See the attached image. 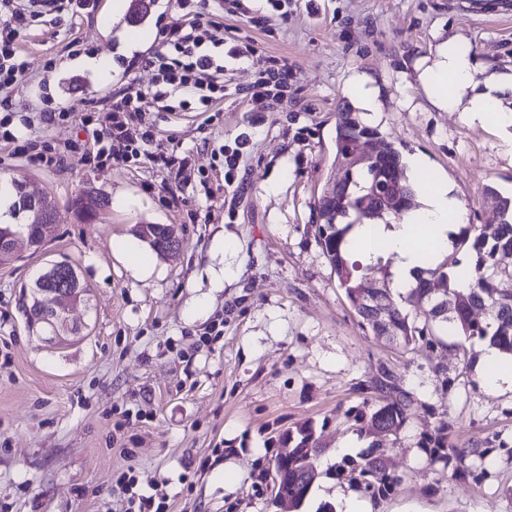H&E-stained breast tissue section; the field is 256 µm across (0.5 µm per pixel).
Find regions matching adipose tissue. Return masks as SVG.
<instances>
[{
    "instance_id": "obj_1",
    "label": "adipose tissue",
    "mask_w": 512,
    "mask_h": 512,
    "mask_svg": "<svg viewBox=\"0 0 512 512\" xmlns=\"http://www.w3.org/2000/svg\"><path fill=\"white\" fill-rule=\"evenodd\" d=\"M475 67L469 53L455 43H443L437 60L420 73L436 107L463 106L472 119L482 123L512 126V109L500 104L497 84H487L484 92L466 96ZM465 222V210L446 181L428 174L423 208L405 214L394 224H358L348 236L349 248L364 260H372L377 246L393 256L395 287H413L418 269L437 264L448 251L451 234Z\"/></svg>"
}]
</instances>
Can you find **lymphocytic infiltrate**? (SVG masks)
<instances>
[{"label":"lymphocytic infiltrate","instance_id":"1","mask_svg":"<svg viewBox=\"0 0 512 512\" xmlns=\"http://www.w3.org/2000/svg\"><path fill=\"white\" fill-rule=\"evenodd\" d=\"M47 4L48 0H0V16L5 19L0 26V93H11L29 69L14 43L17 29ZM252 51L250 43L217 38L214 24L203 21L200 12L180 15L166 27L160 49L145 61L154 73L152 88L127 92L108 108L104 129L93 131L91 140L84 143L65 138L64 149H92L97 157L113 162L142 160L169 166L167 152L157 144L144 118L146 111H171L175 100L183 106L193 100L211 104L215 93L224 88L228 64L242 61Z\"/></svg>","mask_w":512,"mask_h":512}]
</instances>
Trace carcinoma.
<instances>
[{
  "instance_id": "obj_1",
  "label": "carcinoma",
  "mask_w": 512,
  "mask_h": 512,
  "mask_svg": "<svg viewBox=\"0 0 512 512\" xmlns=\"http://www.w3.org/2000/svg\"><path fill=\"white\" fill-rule=\"evenodd\" d=\"M374 132L376 129L364 124L357 113H336V152L344 149L345 134ZM387 149L395 167L399 169L407 194V202L396 213L369 217L356 207L357 199L374 179V171L370 168L344 171L334 169L335 177L343 179L344 187L335 201L319 202V242L352 308L361 323L375 333L377 324L369 319L366 305L377 295L386 297L390 307L384 311L382 318L394 327L397 342L405 348L420 342L431 346L435 343L437 332L450 329L462 338L459 343L462 349L466 341L487 339L491 346L512 358V293H502L496 287L499 264L503 261L512 262V197L502 194L495 187L486 186L483 199L494 209L505 213L506 217L496 224H468L461 228L455 242L456 249H464L472 256L473 282L470 288H455L448 270L457 267L460 260L456 253L448 254L437 266L420 271L417 286L410 289L409 295L425 299L426 306L411 320L393 297L389 264L384 257L380 256L374 262L381 277L371 280L358 275V264L350 261L346 252L349 228L354 224H386L387 217H399L413 208L415 187L408 175L402 153L391 143L387 144ZM25 186L23 178L13 177L7 182L5 190L14 197L11 214L17 223H1L0 229L27 235L37 232L38 214L26 208ZM109 205L110 198L101 191L88 192L71 201V208L78 218L87 223L94 221L98 213ZM170 231L172 227L165 224H143L140 226L139 237L157 252L166 243ZM434 278L446 285L444 297L448 309L445 311L437 310L435 300L428 297L431 289L427 288V284ZM478 312L485 313L486 318L476 319ZM386 401L387 404L369 414L360 413V421L364 423L367 434H374L382 422L388 433H395L410 418L414 400L409 393L391 386ZM447 430L448 427L443 425L435 433L425 435L421 440L422 447L459 465L473 455H483L479 448H466L452 443L446 434ZM322 452L321 443L313 432L303 428L298 430L296 444L292 454L288 455V461L277 466L279 485L288 487V494L292 496L296 508L301 505L316 480L313 459ZM387 453L388 449L382 443L373 440L361 462L351 468L353 480L363 483L365 489L375 495H386L394 485V478L387 465Z\"/></svg>"
}]
</instances>
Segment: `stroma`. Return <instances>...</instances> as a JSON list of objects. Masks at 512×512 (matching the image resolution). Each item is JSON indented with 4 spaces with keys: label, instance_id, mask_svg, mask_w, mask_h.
<instances>
[{
    "label": "stroma",
    "instance_id": "35a3bbf8",
    "mask_svg": "<svg viewBox=\"0 0 512 512\" xmlns=\"http://www.w3.org/2000/svg\"><path fill=\"white\" fill-rule=\"evenodd\" d=\"M112 2L80 17L62 6L19 29L31 69L11 111L63 113L66 133L80 136L103 124L104 100L150 86L143 60L180 0H154L141 23ZM200 10L254 52L225 73L210 107L149 113L174 166L102 167L78 149L46 167L0 140V177L24 176L59 213L40 251L0 265V512H115L112 488L128 470L166 512H281L272 472L302 427L324 452L297 512H341L344 495L374 512H512V383L487 386L485 341L451 334L443 346L406 349L374 335L317 236L336 114L353 106L355 77L378 104L371 126L446 178L468 223L490 220L484 185L512 193V129L435 107L419 74L448 40L473 57L476 82L511 81L512 0H318L313 11L292 0L262 29L218 0ZM100 59L111 60L108 74ZM283 61L288 97L261 109L246 89ZM242 133L249 149L228 184L216 150ZM90 186L111 205L86 224L67 205ZM141 224L171 225L182 247L136 275L126 256L142 245ZM62 260L90 301L70 314L81 336L51 346L27 327L22 293ZM387 377L416 409L382 438L396 479L382 497L339 467L368 447L355 416L381 403L376 385ZM443 424L452 442L483 450L466 473L420 446Z\"/></svg>",
    "mask_w": 512,
    "mask_h": 512
}]
</instances>
